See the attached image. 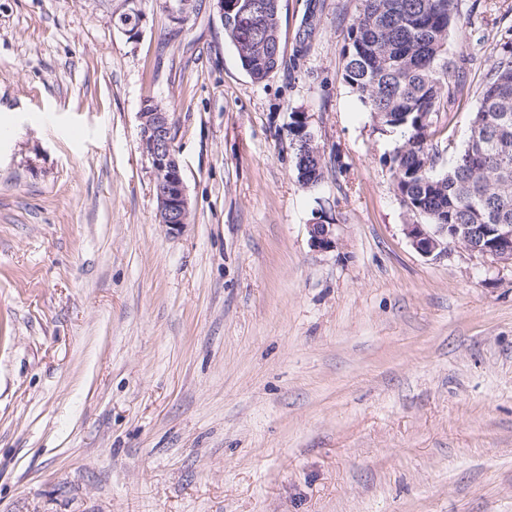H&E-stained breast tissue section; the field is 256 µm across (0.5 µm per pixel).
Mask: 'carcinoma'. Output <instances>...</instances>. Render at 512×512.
I'll use <instances>...</instances> for the list:
<instances>
[{"label": "carcinoma", "mask_w": 512, "mask_h": 512, "mask_svg": "<svg viewBox=\"0 0 512 512\" xmlns=\"http://www.w3.org/2000/svg\"><path fill=\"white\" fill-rule=\"evenodd\" d=\"M224 13V35L255 82L286 63L282 0H238ZM458 25V0H359L343 51V79L383 130L400 133L389 157L407 208L429 224H512V37L485 75L470 135L448 166L431 140L444 100L464 90L448 45ZM300 122L288 129L298 181L311 188L323 167L310 156Z\"/></svg>", "instance_id": "carcinoma-1"}]
</instances>
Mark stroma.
<instances>
[{
	"label": "stroma",
	"mask_w": 512,
	"mask_h": 512,
	"mask_svg": "<svg viewBox=\"0 0 512 512\" xmlns=\"http://www.w3.org/2000/svg\"><path fill=\"white\" fill-rule=\"evenodd\" d=\"M253 81L214 0H0V512H512V265L410 244L343 80L357 0H283ZM469 135L512 0H459ZM167 110L190 220L160 224L138 114ZM309 118L324 178L282 135ZM338 247L315 251V212ZM295 119H298L305 127V132L302 133V125L299 121H295L289 125V129L287 126V138H288V148L291 149L294 158H295V170L297 173V179L303 186H309V188H313L318 186L323 177V161L321 160V156L319 159L316 157H311L309 153V148L307 146V141L309 139H305L309 134H311L310 125L308 116H305L302 113H295L293 115ZM296 126V128H291L292 126ZM295 140V147L292 148V142ZM308 148V149H307ZM320 161V166L317 167ZM302 169L304 173L302 174Z\"/></svg>",
	"instance_id": "stroma-1"
}]
</instances>
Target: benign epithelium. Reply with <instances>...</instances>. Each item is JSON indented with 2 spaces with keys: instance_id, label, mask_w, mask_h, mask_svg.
<instances>
[{
  "instance_id": "obj_1",
  "label": "benign epithelium",
  "mask_w": 512,
  "mask_h": 512,
  "mask_svg": "<svg viewBox=\"0 0 512 512\" xmlns=\"http://www.w3.org/2000/svg\"><path fill=\"white\" fill-rule=\"evenodd\" d=\"M192 0H164V7L174 19H187ZM141 145L149 157L153 169V192L158 204L160 223L171 231H179L189 223L190 211L182 171L174 148V128L170 113L162 107L152 112L139 113ZM482 229H492L495 239L486 241L473 233L459 235L449 232L448 225H405L406 235L412 247L424 257L442 259L451 253L454 242L466 250L490 257L493 260L512 264V225L482 224ZM310 245L318 251H333L337 247L333 224L322 214H317L307 225Z\"/></svg>"
}]
</instances>
